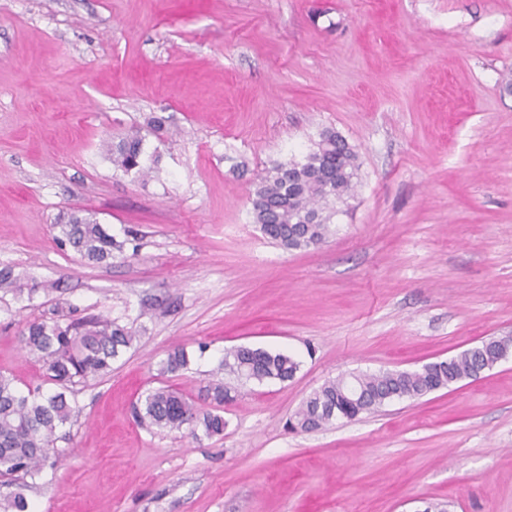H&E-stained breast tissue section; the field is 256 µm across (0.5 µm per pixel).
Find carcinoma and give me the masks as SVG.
<instances>
[{"label":"carcinoma","mask_w":512,"mask_h":512,"mask_svg":"<svg viewBox=\"0 0 512 512\" xmlns=\"http://www.w3.org/2000/svg\"><path fill=\"white\" fill-rule=\"evenodd\" d=\"M143 139L135 133L112 145V164L125 173L145 175ZM294 179H288V167ZM358 171L357 155L349 144L336 147V134L321 135L316 148L299 162L279 163L269 169L255 191L254 223L272 242L289 249L323 242L331 232L336 201L351 194ZM55 241L90 263L112 259L124 248L93 214L73 211L54 225ZM137 340L136 333L117 322L62 315L33 321L21 336L23 347L45 369V382L54 390L22 388L0 374V512H30L26 491L43 477L47 459L57 453L59 431L79 415L75 386L112 372V362ZM512 349V338L502 337L466 349L446 360L416 370H386L341 376L322 385L295 413V425L316 431L337 419L354 420L395 399H415L475 377ZM182 348L167 353L163 371L187 368ZM224 369L239 379L263 383L292 380L299 362L284 353L238 346L224 355ZM229 388L217 378L205 387L204 403L171 389L144 392L135 408L140 423L193 436L224 434V400Z\"/></svg>","instance_id":"1"}]
</instances>
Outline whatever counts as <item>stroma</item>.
<instances>
[{"label": "stroma", "instance_id": "35a3bbf8", "mask_svg": "<svg viewBox=\"0 0 512 512\" xmlns=\"http://www.w3.org/2000/svg\"><path fill=\"white\" fill-rule=\"evenodd\" d=\"M512 0H0V374L43 385L20 334L95 315L139 340L88 380L33 512H512V354L477 379L313 432L288 419L341 375L411 370L512 337ZM166 129L149 131V116ZM355 150L325 242L255 224L267 170L323 131ZM140 132L145 176L108 146ZM94 213L138 249L91 264L54 240ZM223 435L139 425L200 396L227 350ZM183 346L193 359L170 374ZM222 366L240 380L263 383L290 381L295 377L300 365L293 357L284 353L238 346L225 353Z\"/></svg>", "mask_w": 512, "mask_h": 512}]
</instances>
